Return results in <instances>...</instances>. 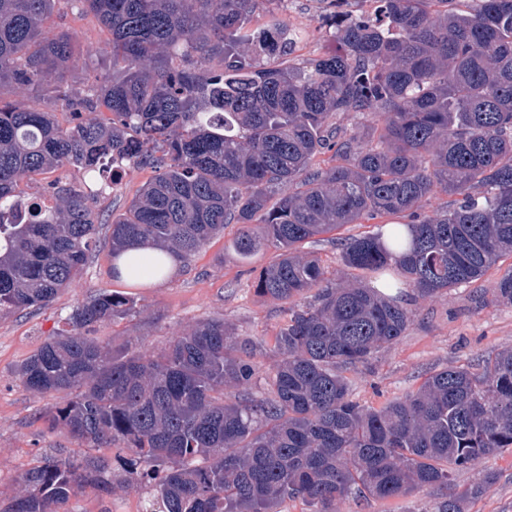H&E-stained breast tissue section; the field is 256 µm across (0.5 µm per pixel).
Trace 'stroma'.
Instances as JSON below:
<instances>
[{
  "label": "stroma",
  "mask_w": 512,
  "mask_h": 512,
  "mask_svg": "<svg viewBox=\"0 0 512 512\" xmlns=\"http://www.w3.org/2000/svg\"><path fill=\"white\" fill-rule=\"evenodd\" d=\"M274 10L304 38L290 60L305 65L308 60L338 51L339 46L320 18L329 8L327 0H275ZM53 31L72 32L79 66L69 73L77 88L92 86L101 75L110 54L111 36L92 16L61 4L48 22ZM156 174L155 168L127 169L120 185L105 189L95 200L105 221L100 228L102 243L89 254L80 275L48 306L0 313V496L12 494L15 479L36 464L41 454L55 448L85 453L86 447L64 431L49 430L40 414L61 405L64 395L38 396L26 390L17 376L19 366L33 355L45 339L64 325L65 317L99 290H112L136 301L133 315L107 320L95 328V337L119 345L132 343L142 351L160 350L168 340L188 326L219 319L239 340L249 341L254 362L270 369L279 355L273 338L288 313L281 304L260 296L256 283L261 270L276 255L267 249L251 260H241L230 243L238 233L228 224L219 237L210 240L188 263L179 265L174 277L161 286L138 287L112 280L108 223L123 214L141 186ZM377 221L350 224L339 233L314 237L306 248L318 255L330 274L340 275L338 237L375 232ZM512 267L504 257L479 281L448 289L435 298L408 293L413 313L403 336L379 350L366 363L346 371L353 400L372 407L417 389L432 372L449 366L477 368L498 350L512 348V305L496 302L492 290L500 276ZM483 483L482 494L469 500L465 512H512V454L489 456L476 466L456 474L458 487ZM153 487L134 483L116 494L99 497L93 491L72 497L68 512H150ZM436 498L426 492L393 499L371 497L349 499L339 512H432Z\"/></svg>",
  "instance_id": "stroma-1"
}]
</instances>
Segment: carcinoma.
Returning <instances> with one entry per match:
<instances>
[{"mask_svg": "<svg viewBox=\"0 0 512 512\" xmlns=\"http://www.w3.org/2000/svg\"><path fill=\"white\" fill-rule=\"evenodd\" d=\"M60 2L0 0V89L48 88L56 110L111 117L63 128L53 112L0 100V312L47 306L99 247L86 185L57 179L53 207L34 198L21 211L20 181L68 165L103 188L112 165L148 163L158 175L110 225L112 259L156 246L186 263L235 222L240 257L278 251L257 290L288 306V320L274 337L281 360L264 371L222 320L156 352L114 349L91 331L135 302L90 295L17 376L38 395L67 394L40 418L89 448L126 449L123 474L104 455L58 448L18 476L0 512H61L87 489L141 480L156 481V512H274L295 498L335 512L352 494L420 491L438 495L434 512H462L483 485L458 493L455 473L512 449V350L478 372L435 371L378 409L350 399L343 372L412 316L358 273L391 270L388 286L433 297L512 256V0H470L467 11L375 0L371 16L330 0L321 24L341 52L302 67L284 60L288 25L263 12L267 0H73L112 36L108 71L84 90L66 76L73 34L46 27ZM358 112L377 118V141L335 138L332 120ZM325 150L339 163L309 172ZM439 192L456 206L425 212ZM395 214L407 223L343 240L337 279L303 251ZM310 291L313 302L294 303ZM492 295L512 304V268ZM262 373L268 395L224 399V387Z\"/></svg>", "mask_w": 512, "mask_h": 512, "instance_id": "1", "label": "carcinoma"}]
</instances>
